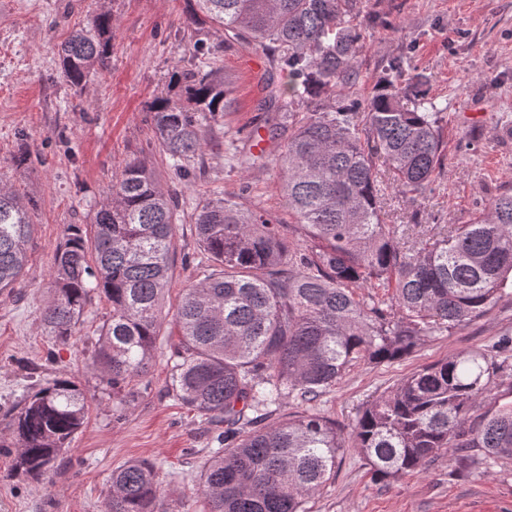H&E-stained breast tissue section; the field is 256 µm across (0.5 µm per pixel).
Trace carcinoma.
Masks as SVG:
<instances>
[{
  "instance_id": "cac0c4a2",
  "label": "carcinoma",
  "mask_w": 512,
  "mask_h": 512,
  "mask_svg": "<svg viewBox=\"0 0 512 512\" xmlns=\"http://www.w3.org/2000/svg\"><path fill=\"white\" fill-rule=\"evenodd\" d=\"M193 28L187 68L173 72L186 99L168 93L149 111L155 148L178 178L196 176L208 148L203 120L233 110V82L217 64L221 47L199 37L210 24L224 47L266 55L287 81L261 77V109L288 134L275 167L288 213L304 231L292 247L267 215L236 197L211 198L194 217L211 268L183 289L174 323L172 387L205 416L221 448L200 473L209 512H307L306 500L336 479L350 439L372 478L391 481L459 449L474 460L512 462V404L480 412L497 372L512 362V337L491 354L460 353L403 378L368 404L350 428L320 413L277 415L282 400L317 401L361 361L393 362L427 336L484 316L512 294V193L468 224H385L387 191L424 198L445 151L426 82L387 62L361 104L357 87L369 50L368 22L351 19L353 0H186ZM111 18L72 33L59 50L62 77L82 87L104 68ZM227 130V164L249 171L264 156ZM393 173L384 187L377 168ZM31 199L0 184V294L19 283L31 236ZM178 196L137 157L112 173L97 205L93 236L71 224L52 264V296L41 310L49 335H72L92 295L112 310L88 367L116 395L147 374L155 356L160 300L171 281ZM361 288L386 298L368 304ZM87 398L69 380L38 384L6 412L19 448L16 468L44 476L82 430ZM162 481L130 461L112 472L105 512H155Z\"/></svg>"
}]
</instances>
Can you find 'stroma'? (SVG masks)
I'll list each match as a JSON object with an SVG mask.
<instances>
[{
  "label": "stroma",
  "instance_id": "1",
  "mask_svg": "<svg viewBox=\"0 0 512 512\" xmlns=\"http://www.w3.org/2000/svg\"><path fill=\"white\" fill-rule=\"evenodd\" d=\"M360 18L380 17L371 30L362 89L371 91L385 62L404 57L411 74L428 78L441 111L446 142L433 193L410 201L389 195L388 224H465L483 204L512 191V0H356ZM185 0H0V182L33 199L34 229L19 288L0 295V512H104L113 470L132 460L152 463L165 489L155 512H208L199 475L214 442L204 417L175 396L173 324L183 288L202 279L207 260L192 222L195 207L213 191L240 196L282 224L293 243L300 225L284 208L272 166L247 174L224 163V130L267 133L276 121L259 110L257 75L243 61L253 51L223 50L236 107L207 120L214 146L203 174L179 180L155 152L145 106L166 92L172 71L186 65ZM112 19L106 69L84 91L62 78L58 49L100 13ZM25 148L30 164L11 158ZM143 159L161 185L176 191L181 208L171 259V284L162 301L156 353L148 373L120 396L87 368L111 306L94 298L67 342L40 325L51 295V266L70 224H89L97 203L125 160ZM512 335V297L452 333L425 338L407 357L351 367L317 402L287 400L288 416L324 414L349 428L362 408L403 378L465 352L488 353ZM74 381L87 397L82 431L50 473L35 479L15 470L4 413L27 394L32 380ZM307 512H512V464L482 463L462 470L447 457L392 482L374 481L362 454L345 448L336 479L305 504Z\"/></svg>",
  "mask_w": 512,
  "mask_h": 512
}]
</instances>
